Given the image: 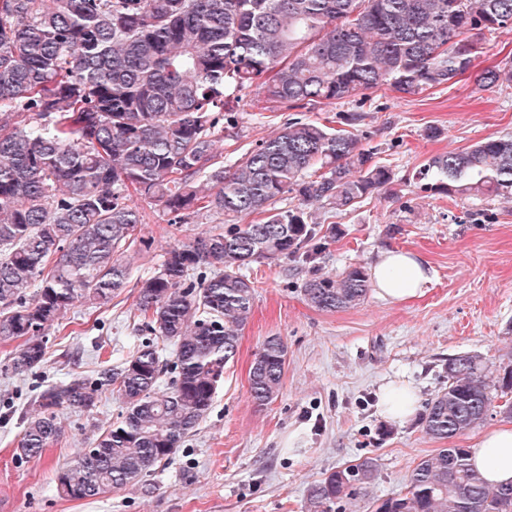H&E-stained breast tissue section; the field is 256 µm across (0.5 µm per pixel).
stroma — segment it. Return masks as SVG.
<instances>
[{
	"instance_id": "35a3bbf8",
	"label": "stroma",
	"mask_w": 512,
	"mask_h": 512,
	"mask_svg": "<svg viewBox=\"0 0 512 512\" xmlns=\"http://www.w3.org/2000/svg\"><path fill=\"white\" fill-rule=\"evenodd\" d=\"M256 93L240 102L235 136L217 143L233 163L291 118L349 127L389 166V191L362 199L346 212L319 210L333 236L314 263L290 258L251 264L252 316L239 352L224 371L211 409L172 457L136 484L97 499L59 496L56 474L124 410L118 394L89 410H60L61 437L41 457L18 452L23 413L39 391L72 372L116 365L144 340L128 286L104 308L79 306L47 332L42 367L11 369L14 343L0 342V498L10 512H310L308 488L331 469L372 458L377 476L368 497L404 488L418 462L439 448L419 417L448 384L449 358L463 353L496 364L512 362V203L454 198L419 188L415 175L448 151L512 135V84L478 88L465 78L450 87L400 95L370 91L313 109L259 111ZM357 114L355 124L344 118ZM437 129L429 139L426 129ZM143 215L135 236L132 274L159 267L171 247L223 232L210 213L179 224L161 203L132 195ZM420 254L434 271L421 297L394 303L369 293L354 308L322 311L302 288L313 274L336 275L353 265L372 267L381 251ZM270 336L287 347L282 388L270 403L250 395L254 353ZM409 388L416 414L384 418L385 387ZM368 497L335 512H366Z\"/></svg>"
}]
</instances>
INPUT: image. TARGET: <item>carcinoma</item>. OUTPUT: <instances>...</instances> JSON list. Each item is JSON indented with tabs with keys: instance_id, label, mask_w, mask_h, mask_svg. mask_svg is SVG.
<instances>
[{
	"instance_id": "carcinoma-1",
	"label": "carcinoma",
	"mask_w": 512,
	"mask_h": 512,
	"mask_svg": "<svg viewBox=\"0 0 512 512\" xmlns=\"http://www.w3.org/2000/svg\"><path fill=\"white\" fill-rule=\"evenodd\" d=\"M505 30L512 0H0V341H19L15 372L44 363L46 330L76 304L101 307L127 287L125 253L143 220L131 193L225 223L139 278L136 309L154 339L118 366L46 386L22 416L20 454L39 457L58 439L59 410H90L116 392L125 412L59 469L57 490L90 498L152 473L206 416L238 354L253 309L249 265L313 261L330 238L313 208L343 212L393 183L356 134L301 119L224 168L214 146L236 128L243 96L255 89L296 109L383 87H448L471 71L478 44ZM474 81L512 82V65ZM417 179L425 191L512 202V136L435 156ZM289 194L298 205L278 206ZM370 288L350 266L302 291L339 311ZM286 363L282 339L268 337L250 370L256 402L277 397ZM447 370L420 418L437 440L471 431L496 394H512L511 365L458 355ZM468 456L439 448L421 458L405 490L371 512H512V484L490 486ZM376 475L371 458L329 471L308 489L310 507L330 512Z\"/></svg>"
}]
</instances>
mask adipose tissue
<instances>
[{"label":"adipose tissue","mask_w":512,"mask_h":512,"mask_svg":"<svg viewBox=\"0 0 512 512\" xmlns=\"http://www.w3.org/2000/svg\"><path fill=\"white\" fill-rule=\"evenodd\" d=\"M370 277L380 298L404 302L423 294L433 281V271L419 254L396 249L380 255ZM470 461L490 484L512 482V426L484 433L471 449Z\"/></svg>","instance_id":"1"}]
</instances>
